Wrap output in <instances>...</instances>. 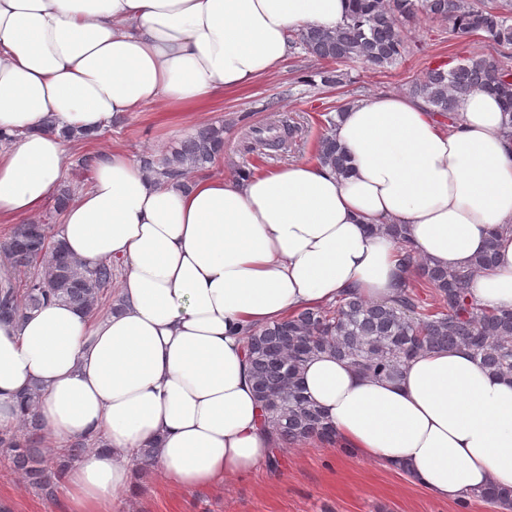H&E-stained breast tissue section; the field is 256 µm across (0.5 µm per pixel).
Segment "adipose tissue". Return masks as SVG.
<instances>
[{
  "label": "adipose tissue",
  "instance_id": "obj_1",
  "mask_svg": "<svg viewBox=\"0 0 512 512\" xmlns=\"http://www.w3.org/2000/svg\"><path fill=\"white\" fill-rule=\"evenodd\" d=\"M348 11L349 0H0V222L38 214L64 179L68 149L48 120L93 131L156 102L199 109L274 72L291 30H333ZM505 120L485 90L454 124L422 99L376 96L333 132L348 175L300 161L198 176L188 190L100 151L56 237L86 267H122L121 306L96 319L53 301L0 323V428L37 386L52 447L95 441L65 475L70 512H118L142 448L179 490L275 465L244 331L350 289L393 299L408 271L381 225H404L417 257L451 270L494 250L469 298L512 310ZM301 378L341 443L433 497L512 490V381L468 349L414 358L394 380L322 352Z\"/></svg>",
  "mask_w": 512,
  "mask_h": 512
}]
</instances>
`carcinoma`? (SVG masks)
Listing matches in <instances>:
<instances>
[{
	"label": "carcinoma",
	"mask_w": 512,
	"mask_h": 512,
	"mask_svg": "<svg viewBox=\"0 0 512 512\" xmlns=\"http://www.w3.org/2000/svg\"><path fill=\"white\" fill-rule=\"evenodd\" d=\"M424 15L446 26L456 36L482 34L492 47L489 54L470 57L445 71L435 68L413 83L410 94L421 98L429 111L454 122L461 102L470 93L488 89L503 101L507 121L505 136L512 139V69L501 58L512 48V0H352L349 22L334 31L313 26L291 34V41L308 55L328 64L323 82L344 81L339 67L360 63L385 72L401 62L404 51L402 20ZM326 133L316 146V160L341 175L350 172L349 158L332 135L336 120L326 117ZM60 138L90 141L96 131L75 133L52 127ZM224 147V126H205L173 146L161 159H148L146 168L169 179L186 177L215 161ZM383 232L401 250V261L418 279L403 285L394 299L370 302L355 291L323 306L305 308L285 318L252 329L246 349L259 398L264 403L263 424L282 446L315 440L340 447L333 426L304 393L300 372L306 360L323 351L346 359L359 371L396 379L412 358L457 346L467 347L492 373L512 380V310L480 308L469 300L467 285L475 273L494 263L488 252L469 271L432 266L412 251L400 224H385ZM8 286L0 288V320H16L51 301L93 312L111 297L115 264L104 261L87 270L51 235L50 225L22 224L0 243ZM40 267L41 272L32 269ZM34 397L20 401V427L28 437L0 430V449L28 485L48 495L64 470L84 457L89 448L79 439L64 449L56 468L41 465L39 444L42 425L31 414ZM475 499L512 508V492L489 489Z\"/></svg>",
	"instance_id": "1"
}]
</instances>
